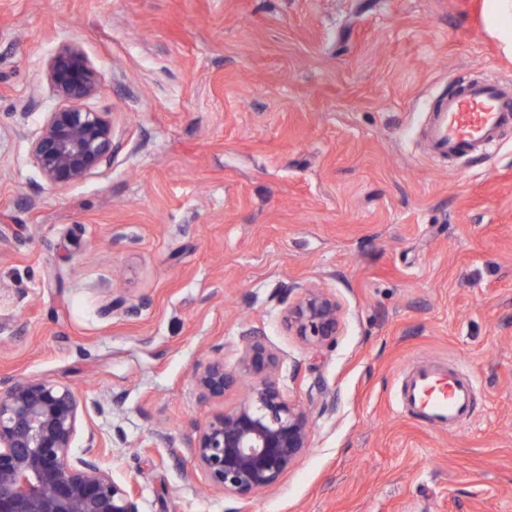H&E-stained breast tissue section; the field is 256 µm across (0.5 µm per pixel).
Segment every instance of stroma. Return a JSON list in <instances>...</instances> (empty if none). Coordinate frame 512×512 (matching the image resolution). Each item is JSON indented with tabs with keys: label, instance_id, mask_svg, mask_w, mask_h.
<instances>
[{
	"label": "stroma",
	"instance_id": "stroma-1",
	"mask_svg": "<svg viewBox=\"0 0 512 512\" xmlns=\"http://www.w3.org/2000/svg\"><path fill=\"white\" fill-rule=\"evenodd\" d=\"M509 19L512 0H0V381L91 400L77 444L142 512H512V127L485 160L421 136L455 79L512 86ZM66 44L103 76L84 106L117 150L53 187L29 139ZM310 284L343 312L317 349L283 324ZM249 328L314 432L240 500L158 435L243 400L201 401L191 372L235 364ZM419 361L476 376L469 419L398 411Z\"/></svg>",
	"mask_w": 512,
	"mask_h": 512
}]
</instances>
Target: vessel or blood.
<instances>
[{
  "label": "vessel or blood",
  "mask_w": 512,
  "mask_h": 512,
  "mask_svg": "<svg viewBox=\"0 0 512 512\" xmlns=\"http://www.w3.org/2000/svg\"><path fill=\"white\" fill-rule=\"evenodd\" d=\"M509 126L512 90L486 78H463L434 105L428 147L437 157L485 156ZM475 398L476 384L470 375L457 368L421 363L404 375L398 408L421 423L448 427L470 417Z\"/></svg>",
  "instance_id": "vessel-or-blood-1"
}]
</instances>
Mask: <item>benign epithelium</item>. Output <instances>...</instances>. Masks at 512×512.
Wrapping results in <instances>:
<instances>
[{
    "label": "benign epithelium",
    "mask_w": 512,
    "mask_h": 512,
    "mask_svg": "<svg viewBox=\"0 0 512 512\" xmlns=\"http://www.w3.org/2000/svg\"><path fill=\"white\" fill-rule=\"evenodd\" d=\"M46 79L63 105L48 113L30 139V154L44 180L65 187L82 181L112 161L116 149L112 122L82 102L93 96L102 77L75 44L50 59ZM288 332L320 348L342 326L336 299L317 286L299 289L285 311ZM237 363L229 368L215 355L193 373L199 397L217 401L249 381L248 394L235 408L199 423L177 450L187 453L189 481L201 475L208 486L248 499L275 488L311 447L306 410L287 399L279 385L280 356L255 331L240 336ZM88 400L45 380L12 378L0 383V512H141L133 485L102 466L94 436L76 451Z\"/></svg>",
    "instance_id": "obj_1"
}]
</instances>
